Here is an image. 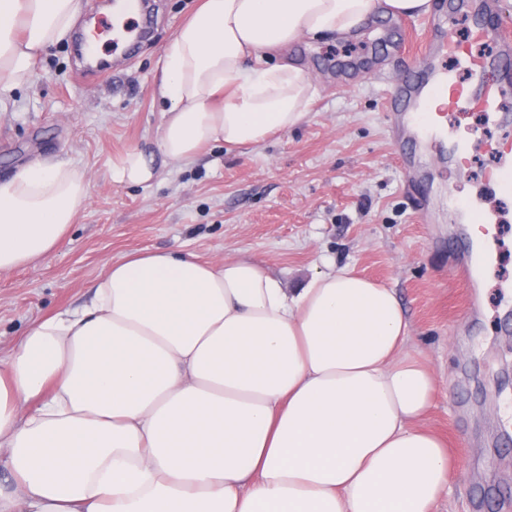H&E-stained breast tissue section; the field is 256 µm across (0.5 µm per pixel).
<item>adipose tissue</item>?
<instances>
[{
	"mask_svg": "<svg viewBox=\"0 0 512 512\" xmlns=\"http://www.w3.org/2000/svg\"><path fill=\"white\" fill-rule=\"evenodd\" d=\"M432 0H203L164 48L157 151L113 157L147 188L157 160L254 148L317 88L270 53L359 36ZM82 0H0V100L32 83ZM69 162L0 181V273L51 252L88 198ZM394 289L350 267L295 291L245 258L142 251L91 302L36 321L0 359V512H436L448 454L421 425L437 396Z\"/></svg>",
	"mask_w": 512,
	"mask_h": 512,
	"instance_id": "1",
	"label": "adipose tissue"
}]
</instances>
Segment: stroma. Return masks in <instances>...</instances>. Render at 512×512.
Wrapping results in <instances>:
<instances>
[{
    "instance_id": "obj_1",
    "label": "stroma",
    "mask_w": 512,
    "mask_h": 512,
    "mask_svg": "<svg viewBox=\"0 0 512 512\" xmlns=\"http://www.w3.org/2000/svg\"><path fill=\"white\" fill-rule=\"evenodd\" d=\"M198 3L146 0L152 37L105 79L81 76L64 40L39 60L31 85L0 103V180L46 156L89 180L61 243L0 274V356L35 321L85 304L112 261L136 251L247 257L291 290L347 265L395 288L412 348L435 372L424 425L445 441L451 466L437 512H512V196L485 179L502 129L478 112L446 113L449 131L477 145L461 173L447 155L398 135L389 97L416 69L424 19L378 16L360 38L289 48L318 87L291 131L248 150L215 145L191 166H165L146 189L113 185L112 157L156 148L159 61ZM419 190L435 214L427 224L414 209ZM452 191L490 222L473 305L453 280L471 245L468 225L448 217Z\"/></svg>"
}]
</instances>
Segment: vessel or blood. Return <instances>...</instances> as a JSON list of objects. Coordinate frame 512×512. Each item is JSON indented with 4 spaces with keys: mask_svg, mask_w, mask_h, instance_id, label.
I'll return each instance as SVG.
<instances>
[{
    "mask_svg": "<svg viewBox=\"0 0 512 512\" xmlns=\"http://www.w3.org/2000/svg\"><path fill=\"white\" fill-rule=\"evenodd\" d=\"M129 0H115L112 15L101 18V28L121 31L122 43H129L143 31V24L125 17ZM476 23L470 31L474 41L490 45L491 54L471 55L454 40L442 23H434L422 41L417 76L400 82L391 98L392 109L402 117L403 128L416 138H426L430 128L432 98L444 100L449 112H488L503 124L512 123V110L505 108L504 96L512 90V25L505 23L493 0H473ZM501 162L493 174L501 190L512 191V140L502 139L497 150Z\"/></svg>",
    "mask_w": 512,
    "mask_h": 512,
    "instance_id": "vessel-or-blood-1",
    "label": "vessel or blood"
}]
</instances>
